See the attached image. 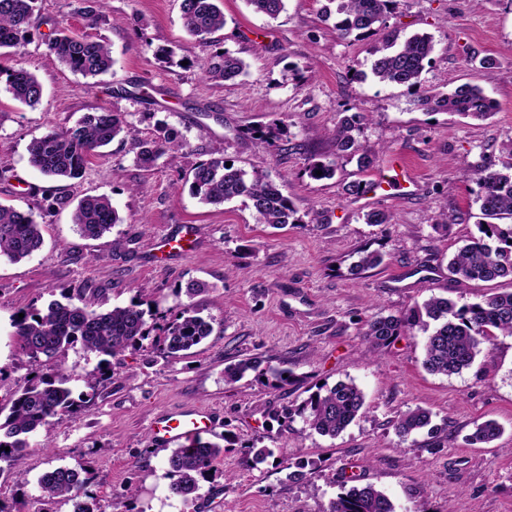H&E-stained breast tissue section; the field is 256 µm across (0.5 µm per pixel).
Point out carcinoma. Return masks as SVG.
Masks as SVG:
<instances>
[{"label":"carcinoma","mask_w":512,"mask_h":512,"mask_svg":"<svg viewBox=\"0 0 512 512\" xmlns=\"http://www.w3.org/2000/svg\"><path fill=\"white\" fill-rule=\"evenodd\" d=\"M222 0H181L183 27L207 46L212 35L224 29ZM286 0H247L254 11L276 19L285 10ZM35 0H0V50L13 55L22 53L32 28ZM391 0H327L321 17L335 18L334 29L340 38L363 40L380 36L372 47L371 72L378 82L416 88L426 66L433 60V37L414 34L396 45L397 32L387 30L386 18ZM46 50L70 71L94 79L112 70L114 59L110 46L103 40L75 35L58 25L44 41ZM244 62L231 53L213 52L201 63L203 76L214 82H226L242 75ZM6 75V91L14 100L34 108L42 103L43 86L22 64L0 69ZM418 105L433 112H454L475 120L487 119L494 110L493 102L477 86L463 84L450 93H422ZM366 120L362 112L347 109L339 112L334 130L336 157L359 153L358 166L368 171L377 162L376 152L362 149L354 132ZM130 134V125L121 112L101 107L84 115L77 123L61 131H51L31 141L29 164L43 176L54 180H73L82 176L89 158L109 145L118 135ZM288 126H267L255 131L256 139L271 144L287 135ZM137 163L150 168L169 151L180 146L178 133L162 129L150 140H134ZM315 180L335 175V165L313 161L306 167ZM463 176L474 181L480 192L476 202L483 216L490 219L479 227L480 236L472 237L460 247L448 263L449 272L466 281L492 282L507 278L512 281V224H495L493 220L512 216V149L504 161L492 156L463 170ZM190 190L205 205H221L243 198L262 224L283 226L300 224L296 210L286 194V183L268 176L248 174L223 158L210 159L192 167L188 173ZM73 224L85 238L98 239L122 223L109 198L85 196L72 215ZM43 244V225L30 211L0 204V260L19 263L31 258ZM24 317L13 323L19 348L31 363V376L17 386L10 406L0 422V462L7 464L16 477L23 476L21 462L30 439L47 419L68 416L93 404L95 386L105 375L102 365L85 374L92 392H76L67 386L70 375L56 363L59 353L78 343L97 356L116 357L136 346L148 335L147 312L132 302L106 311L92 309L83 299V289L73 288L50 301L43 308L31 307ZM429 332L424 350L423 367L432 374L450 376L470 368L481 353V345L496 336H512V290L482 296L481 301L461 307L443 297L432 296L422 305L399 315L374 316L366 324L365 336L375 348L387 347L415 328ZM213 322L197 315L192 305L183 308L177 318L162 328L156 343L174 357L191 350L211 336ZM259 361L241 360L224 370V383L239 381ZM364 407L362 390L353 381H339L323 392L310 395L298 408L305 425L321 436L340 435ZM431 412L417 407L400 415L395 430L402 438L428 427ZM502 433L501 426L487 420L476 425L468 441L487 444ZM10 451H5V448ZM224 448L196 438L176 448L168 458L172 482L169 491L185 503L199 498V479L212 469ZM42 495L74 501L73 512H97L95 499L84 492L86 481L72 468L57 467L38 480ZM328 512H395V507L382 490L372 484L353 486L330 503Z\"/></svg>","instance_id":"cac0c4a2"}]
</instances>
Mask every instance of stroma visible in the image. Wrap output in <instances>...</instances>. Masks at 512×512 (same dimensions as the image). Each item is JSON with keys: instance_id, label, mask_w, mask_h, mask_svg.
Masks as SVG:
<instances>
[{"instance_id": "obj_1", "label": "stroma", "mask_w": 512, "mask_h": 512, "mask_svg": "<svg viewBox=\"0 0 512 512\" xmlns=\"http://www.w3.org/2000/svg\"><path fill=\"white\" fill-rule=\"evenodd\" d=\"M181 0H107L96 26L81 15L83 0H36L25 65L43 86L30 108L0 81V203L32 210L44 244L32 258L0 262V407L8 406L31 366L12 320L33 306L80 288L96 310L143 301L158 324L186 305L212 319L214 332L187 354L168 357L152 342L113 358L93 405L48 419L31 440L23 480L0 474L7 512H73L69 501H44L38 480L56 467L78 470L99 512H327L347 483L385 491L395 512H512V337L482 345L461 373H428L424 333L376 349L363 332L377 315H401L433 295L464 305L494 284L456 280L448 260L476 234L483 216L479 188L463 170L512 146V0H395L389 28L407 37L431 34L433 61L425 90L450 92L469 83L495 102L484 121L417 107L407 87L377 83L370 73L372 39L347 42L322 21L324 0H287L277 19L246 0H223L225 24L213 48L183 28ZM110 44L115 63L87 90L81 75L49 55L41 41L54 22ZM173 50V64L155 57ZM242 59L245 74L215 83L202 77L209 51ZM107 107L124 113L132 136L116 137L90 158L82 178L46 180L28 162L30 142ZM365 112L356 139L379 151L375 169L359 172L337 158L333 131L340 110ZM282 123L289 135L268 145L249 132ZM184 145L156 166H137L133 138L162 127ZM226 158L246 171L286 180L301 221L259 223L241 201L198 203L185 180L196 164ZM336 162L334 177L311 179V161ZM372 185L371 197L347 196L343 183ZM56 204L41 211L45 195ZM107 196L123 219L111 234L82 237L71 215L79 199ZM384 211L388 224H370ZM196 225L195 247L153 261L155 243ZM121 248H113V239ZM383 263L354 273L361 251ZM199 283L202 293L187 297ZM256 357L257 370L225 385L224 369ZM289 381L271 387L274 374ZM354 380L364 412L339 436L304 430L300 404L322 386ZM211 408L219 421L209 441L222 444L200 497L170 499V449L147 432L160 412ZM431 412L434 432L400 438L394 421L407 410ZM495 420L502 436L472 445L476 424ZM257 448L272 449L265 462Z\"/></svg>"}]
</instances>
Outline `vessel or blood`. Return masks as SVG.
<instances>
[{
    "label": "vessel or blood",
    "instance_id": "b4317fda",
    "mask_svg": "<svg viewBox=\"0 0 512 512\" xmlns=\"http://www.w3.org/2000/svg\"><path fill=\"white\" fill-rule=\"evenodd\" d=\"M195 225L182 226L177 234L161 238L157 243L156 259L191 250L196 242ZM216 426L213 412L200 406L182 407L155 415L149 426L151 441L160 448L181 446L210 433Z\"/></svg>",
    "mask_w": 512,
    "mask_h": 512
}]
</instances>
